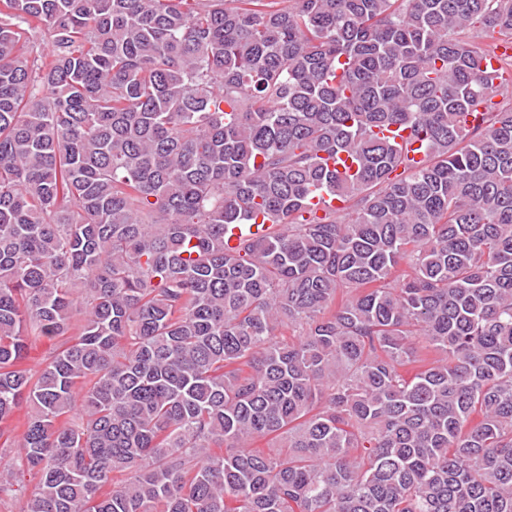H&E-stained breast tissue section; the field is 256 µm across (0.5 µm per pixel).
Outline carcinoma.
Instances as JSON below:
<instances>
[{"label":"carcinoma","mask_w":512,"mask_h":512,"mask_svg":"<svg viewBox=\"0 0 512 512\" xmlns=\"http://www.w3.org/2000/svg\"><path fill=\"white\" fill-rule=\"evenodd\" d=\"M501 37L512 0H0V500L512 512ZM379 136L392 138L395 142L403 145V147L408 150V155L414 163H418L424 158L423 153L421 151H417L420 148L421 143L417 140H412L408 130H399L397 127H389L387 130L380 132ZM405 142H409L410 144L407 145ZM62 341L58 338H48L44 336H31L28 341L29 355L24 364V368L30 370L31 374L37 375L42 360L49 355L50 352L57 349Z\"/></svg>","instance_id":"cac0c4a2"}]
</instances>
